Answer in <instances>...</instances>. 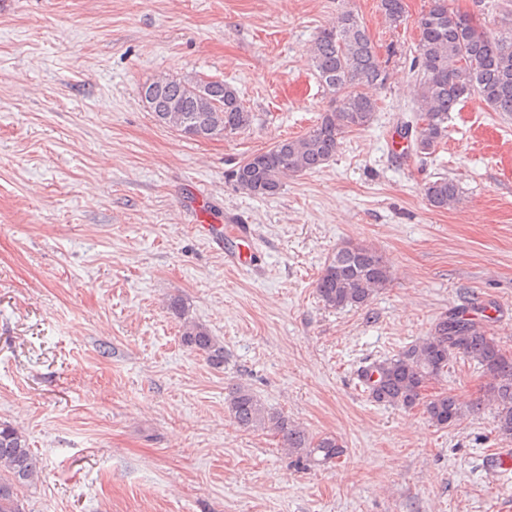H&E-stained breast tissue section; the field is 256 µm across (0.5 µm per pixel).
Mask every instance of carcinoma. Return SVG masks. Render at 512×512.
<instances>
[{
	"mask_svg": "<svg viewBox=\"0 0 512 512\" xmlns=\"http://www.w3.org/2000/svg\"><path fill=\"white\" fill-rule=\"evenodd\" d=\"M380 9L395 28L405 21L403 0H380ZM414 25L419 32L413 65L417 72L416 122L404 131L412 136L413 154L435 153L447 136L448 115L471 96H478L493 112L512 113V34L489 37L471 16L451 8L448 0H431ZM310 57L335 106L322 113L309 132L247 157L230 173L237 190L254 197L275 195L285 177L327 165L347 133L373 123L377 93L386 88L390 72L359 17L342 12L335 26L319 33ZM156 99L158 107L172 104L176 112L168 122L165 113L154 112V120L189 140L234 136L253 122L237 90L222 80L194 82L174 77ZM422 190L429 205L437 209L445 210L461 197L458 183L446 176L425 182ZM390 280L389 267L376 247L348 241L326 260L316 281V294L328 308H361L387 288ZM168 308L181 320L182 345L204 355L211 366H223L224 345L189 316L183 299H169ZM459 360L474 364L489 377L481 403L493 411L498 436L512 440V356L464 308L437 318L426 336L396 354L363 367L359 380L373 402L419 408L429 423L445 428L456 425L468 407L450 393L427 397L423 391L447 377ZM225 408L239 428L281 436L299 466H329L345 453L336 436L310 435L268 408L247 385L231 389ZM39 470V460L21 432L0 423V512H24L21 489L34 482Z\"/></svg>",
	"mask_w": 512,
	"mask_h": 512,
	"instance_id": "cac0c4a2",
	"label": "carcinoma"
}]
</instances>
